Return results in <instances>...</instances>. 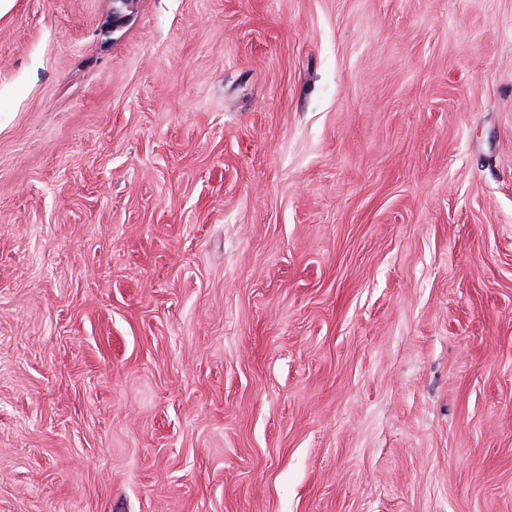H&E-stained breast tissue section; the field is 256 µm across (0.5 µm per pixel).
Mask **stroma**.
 <instances>
[{
  "instance_id": "1",
  "label": "stroma",
  "mask_w": 512,
  "mask_h": 512,
  "mask_svg": "<svg viewBox=\"0 0 512 512\" xmlns=\"http://www.w3.org/2000/svg\"><path fill=\"white\" fill-rule=\"evenodd\" d=\"M0 512H512V0H0Z\"/></svg>"
}]
</instances>
